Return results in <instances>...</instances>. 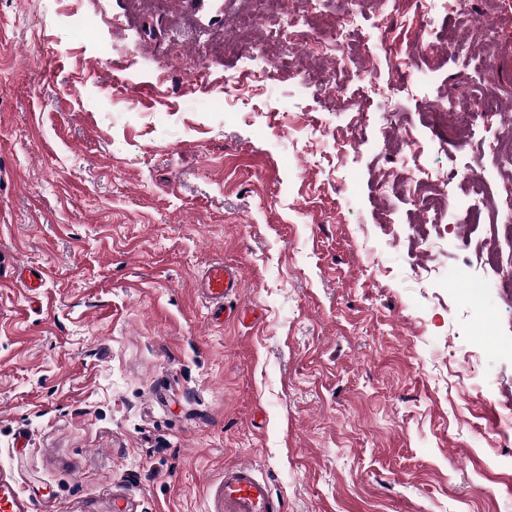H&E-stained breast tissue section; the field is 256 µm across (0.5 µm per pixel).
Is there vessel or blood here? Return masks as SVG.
Instances as JSON below:
<instances>
[{"instance_id": "obj_1", "label": "vessel or blood", "mask_w": 512, "mask_h": 512, "mask_svg": "<svg viewBox=\"0 0 512 512\" xmlns=\"http://www.w3.org/2000/svg\"><path fill=\"white\" fill-rule=\"evenodd\" d=\"M240 285L238 269L221 262L207 267L199 291L212 321L231 316L226 300L237 294ZM31 509V498L16 491L12 472L0 469V512H31ZM206 512H284V503L273 495L267 480L259 476L252 464L241 463L225 469L222 479L211 485Z\"/></svg>"}]
</instances>
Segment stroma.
Here are the masks:
<instances>
[{"label": "stroma", "mask_w": 512, "mask_h": 512, "mask_svg": "<svg viewBox=\"0 0 512 512\" xmlns=\"http://www.w3.org/2000/svg\"><path fill=\"white\" fill-rule=\"evenodd\" d=\"M466 2L497 44L478 143L512 115V0ZM149 3L0 0V468L58 512H111L116 490L203 512L239 463L286 512H512V354L471 346L485 316L512 344V240L494 267L484 229L419 242L397 190L508 177L424 126L449 85L480 107L448 54L461 16L426 29L415 0H317L312 36L350 9L369 53L338 95L295 77L334 69L315 45L269 44L261 15L233 27L248 0ZM82 13L101 23L77 37ZM261 51L269 89L247 74ZM366 71L396 88L399 128L355 105ZM217 261L259 320L210 321L196 285ZM463 263L507 291L468 304L448 285Z\"/></svg>", "instance_id": "stroma-1"}]
</instances>
